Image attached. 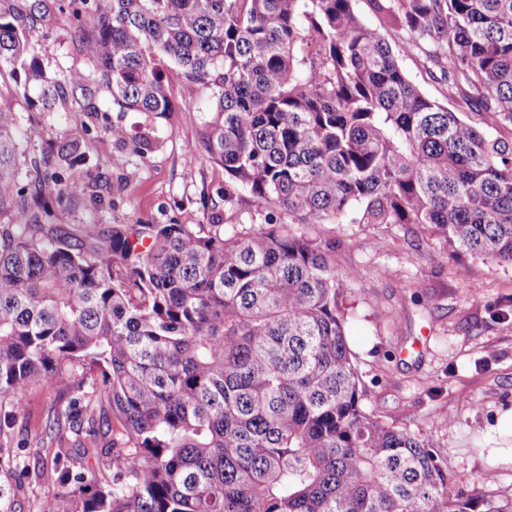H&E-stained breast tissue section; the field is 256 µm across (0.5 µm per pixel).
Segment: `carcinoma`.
Masks as SVG:
<instances>
[{
  "label": "carcinoma",
  "instance_id": "cac0c4a2",
  "mask_svg": "<svg viewBox=\"0 0 512 512\" xmlns=\"http://www.w3.org/2000/svg\"><path fill=\"white\" fill-rule=\"evenodd\" d=\"M6 2L0 74L24 80L0 94V512L30 473L26 394L49 382L56 447L40 462L62 491L38 512H512V495L449 486L432 438L363 409L341 309L353 273L299 230L420 224L453 254L512 265V136L430 99L399 62L422 53L448 98L512 129V0H368L381 31L357 0H67L87 6L89 68L63 80L30 39L47 0ZM173 83L211 92L186 162L223 168L224 208L247 197L264 223L93 221L70 243L48 202L90 186L80 142L24 156L19 99L55 112L103 87L164 115ZM448 108L454 112H460L461 115H463L466 119H469L482 131L489 134L490 136H510L509 130L503 129L497 125L491 114L482 112L479 107L475 106V104L467 105L461 100L450 101L448 102Z\"/></svg>",
  "mask_w": 512,
  "mask_h": 512
}]
</instances>
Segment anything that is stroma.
I'll use <instances>...</instances> for the list:
<instances>
[{
	"label": "stroma",
	"mask_w": 512,
	"mask_h": 512,
	"mask_svg": "<svg viewBox=\"0 0 512 512\" xmlns=\"http://www.w3.org/2000/svg\"><path fill=\"white\" fill-rule=\"evenodd\" d=\"M72 12L51 7L31 33L42 65L57 78L87 65L74 36ZM407 77L429 98L447 103L490 136L504 130L493 116L463 101H447V86L421 58L401 57ZM170 95L165 116L128 112L98 89L94 111L67 106L39 113L19 104L27 135L23 147L78 138L91 176L107 179L98 195L57 210L55 222L72 238L83 224H233L250 227L254 206L224 208V171L209 162L186 165L199 148L204 102ZM126 128L128 143L112 140L110 126ZM149 138L147 156L133 145ZM337 273L355 270L346 288L349 348L367 392L366 410L431 437L453 481L482 483L512 494V266L463 253L447 255L441 239L416 224H305ZM480 289L482 300L472 303ZM55 383L28 392L19 425L30 448L44 437Z\"/></svg>",
	"instance_id": "1"
}]
</instances>
